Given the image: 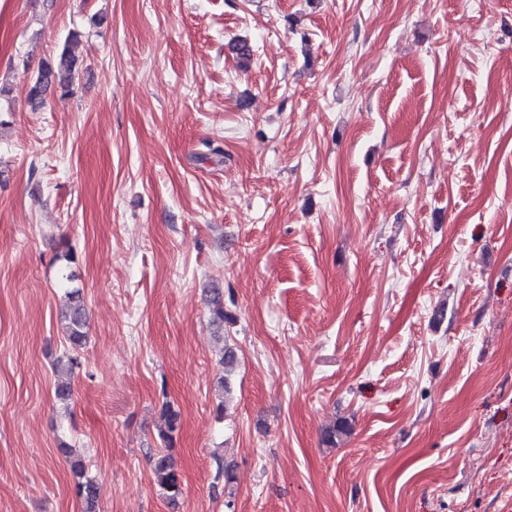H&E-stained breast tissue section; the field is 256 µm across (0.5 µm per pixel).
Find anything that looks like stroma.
Masks as SVG:
<instances>
[{
	"label": "stroma",
	"instance_id": "obj_1",
	"mask_svg": "<svg viewBox=\"0 0 512 512\" xmlns=\"http://www.w3.org/2000/svg\"><path fill=\"white\" fill-rule=\"evenodd\" d=\"M68 447L100 512H512V0H0V512ZM79 74L77 61L64 44L52 61L44 62L38 69L28 91V104L32 108L42 107L50 94L59 93L65 98L73 94ZM66 302L60 313L62 329L66 342L69 344L71 355L67 356L65 369L69 379L62 381L55 387V397L58 401L68 404L73 396L71 375L81 366L79 352L87 340L85 331L87 324V306L79 289L65 293ZM165 428L160 432L164 448H159L151 459L154 480L170 503H176L183 494L181 474L172 454L173 433L179 425V413L166 406L163 410Z\"/></svg>",
	"mask_w": 512,
	"mask_h": 512
}]
</instances>
